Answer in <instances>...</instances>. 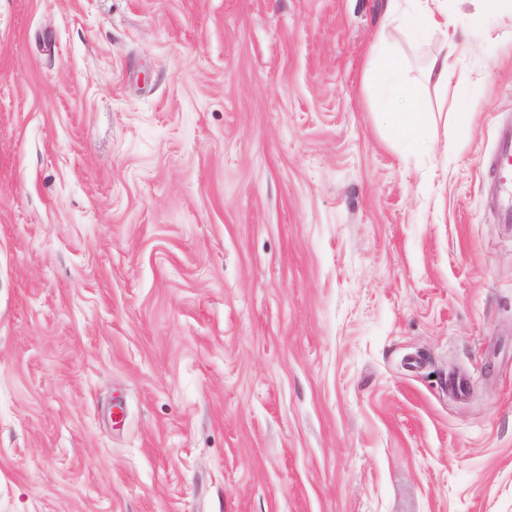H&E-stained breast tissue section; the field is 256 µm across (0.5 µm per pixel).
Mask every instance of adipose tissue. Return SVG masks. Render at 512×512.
Here are the masks:
<instances>
[{
    "mask_svg": "<svg viewBox=\"0 0 512 512\" xmlns=\"http://www.w3.org/2000/svg\"><path fill=\"white\" fill-rule=\"evenodd\" d=\"M403 2L404 0H387L386 24H412L421 33L430 29L440 31L441 45L429 59L423 71V79L438 87L447 86L456 75V53L461 43L456 29L447 20V0H414V5L410 8L404 7ZM373 56V80L385 87L390 96L403 93L402 60L398 51L388 44L385 32H378L373 46Z\"/></svg>",
    "mask_w": 512,
    "mask_h": 512,
    "instance_id": "1",
    "label": "adipose tissue"
}]
</instances>
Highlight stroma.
<instances>
[{"label":"stroma","instance_id":"1","mask_svg":"<svg viewBox=\"0 0 512 512\" xmlns=\"http://www.w3.org/2000/svg\"><path fill=\"white\" fill-rule=\"evenodd\" d=\"M447 2L409 149L385 0H0V512H512V10ZM414 1L411 9L403 2ZM439 18L442 19L439 20ZM395 22L413 24L418 32L437 29L442 35L440 48L429 59L423 79L437 87L448 86L456 76V53L462 39L448 22L447 0H387L385 21L381 26L373 46L374 68L372 78L385 87L389 94L385 99L388 108L395 96L406 88L401 85L403 64L398 51L387 43L386 31ZM405 106L398 104L389 111L391 113V126L397 136L402 139L408 147H416L420 139L419 129L423 123L424 114L413 104V96L406 95ZM497 185L495 205L499 220L512 223V126L501 128L494 160L489 167Z\"/></svg>","mask_w":512,"mask_h":512}]
</instances>
